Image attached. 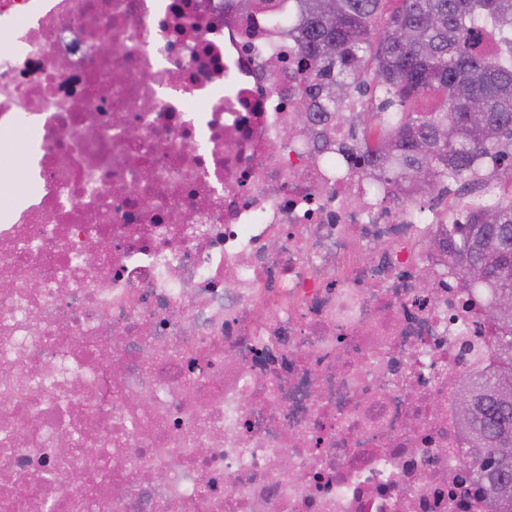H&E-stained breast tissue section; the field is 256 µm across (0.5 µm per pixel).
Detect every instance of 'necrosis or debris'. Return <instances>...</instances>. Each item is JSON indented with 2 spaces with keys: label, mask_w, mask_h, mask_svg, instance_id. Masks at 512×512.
Segmentation results:
<instances>
[{
  "label": "necrosis or debris",
  "mask_w": 512,
  "mask_h": 512,
  "mask_svg": "<svg viewBox=\"0 0 512 512\" xmlns=\"http://www.w3.org/2000/svg\"><path fill=\"white\" fill-rule=\"evenodd\" d=\"M292 5L0 0V512H492L463 213L318 147ZM27 182V174L18 158L13 162H1L0 159V210L11 208L18 202Z\"/></svg>",
  "instance_id": "4bbe7bcc"
}]
</instances>
